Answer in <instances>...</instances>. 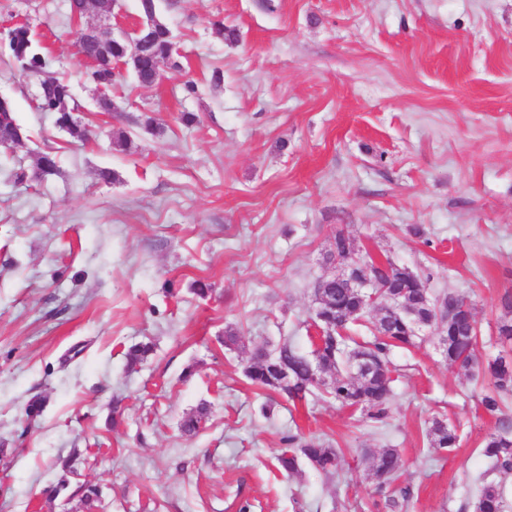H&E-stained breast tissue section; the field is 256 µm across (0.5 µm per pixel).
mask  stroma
<instances>
[{
  "label": "stroma",
  "instance_id": "obj_1",
  "mask_svg": "<svg viewBox=\"0 0 512 512\" xmlns=\"http://www.w3.org/2000/svg\"><path fill=\"white\" fill-rule=\"evenodd\" d=\"M158 5L175 64L152 87L121 79L116 111L100 112L67 0H0V28L29 20L90 135L75 142L39 111L35 81L0 47V97L25 134L0 153V512H85L80 495L43 493L67 458L77 482L99 487L98 512H375L403 487L406 512H471L496 419L480 405L486 381L441 357L447 322L392 351L381 422L325 395L266 394L243 367L286 340L311 352L313 287L339 232L418 273L430 296L465 295L481 361L499 354L512 297V0ZM151 112L155 135L140 130ZM49 151L56 175L16 182ZM141 341L152 352L129 364ZM36 396L45 407L30 419ZM203 404L206 422L183 434ZM436 416L458 425V448H430ZM296 431L342 449L341 475L279 470ZM384 447L401 470L382 492L369 455Z\"/></svg>",
  "mask_w": 512,
  "mask_h": 512
}]
</instances>
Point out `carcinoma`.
Masks as SVG:
<instances>
[{
    "label": "carcinoma",
    "instance_id": "obj_1",
    "mask_svg": "<svg viewBox=\"0 0 512 512\" xmlns=\"http://www.w3.org/2000/svg\"><path fill=\"white\" fill-rule=\"evenodd\" d=\"M155 34L152 42L141 50L138 57V75L144 82L150 81L155 72L172 52V37L168 28L155 21ZM0 41L7 44L11 56L27 75L38 79L35 103L42 112H57L59 99L68 100V110L58 112L57 125L78 141L86 137V131L74 119L73 113L81 106L74 98L69 82L47 72L49 66L45 48L33 39L31 26L27 23L7 27L0 33ZM132 44L125 39L112 42L110 53L112 62L132 65ZM19 127L13 110H0V140H12ZM36 168L41 179L45 180L58 171L54 154L46 152L37 157ZM332 261L344 264L359 261L370 273L381 269L392 270V287L378 293L381 303L392 305L391 296L396 295L403 303V310L388 312L380 321H371L367 330L369 338L359 340L350 334L351 326L362 325L365 314L373 307L368 298L350 288L348 282L338 276L329 281L323 289L326 314L334 321L332 331L325 333L312 354L319 356L322 369L319 378L311 377V359L300 353L295 346L285 341L273 351L258 350L244 366V375L252 385L282 394L296 403L324 392L340 406L359 410L369 420H381L388 415L389 403L393 394V378L390 361L392 349L414 347L423 341L419 335H408L410 313H422L419 307L421 289L426 287L424 280L419 284H407L399 279L394 270V262L386 264L374 262L370 256L355 252L350 238L336 233ZM430 303L443 318H448V332L439 337V349L448 364L457 365L466 372L482 368L489 380V389L481 398V405L489 414L501 411L502 397L512 392V359L501 356L480 366L476 348L478 327L473 307L467 300L455 293H448L430 299ZM330 376L327 381L324 376ZM208 415V407L203 405L184 418L181 429L186 434H194ZM428 436L433 448L451 451L458 445V427L447 420L435 417L429 422ZM288 449L277 457L279 467L288 474L299 469V458H304L314 470L326 475H340L343 469V454L338 448H330L320 440L311 437L300 441L297 434L284 438ZM483 454L490 462V471H512V424L503 421L497 431L486 435ZM401 468L399 453L394 448H383L373 454V472L383 477L379 489L383 490L397 479ZM473 512H505V497L502 486L493 479H484L478 488L477 497L472 502Z\"/></svg>",
    "mask_w": 512,
    "mask_h": 512
}]
</instances>
